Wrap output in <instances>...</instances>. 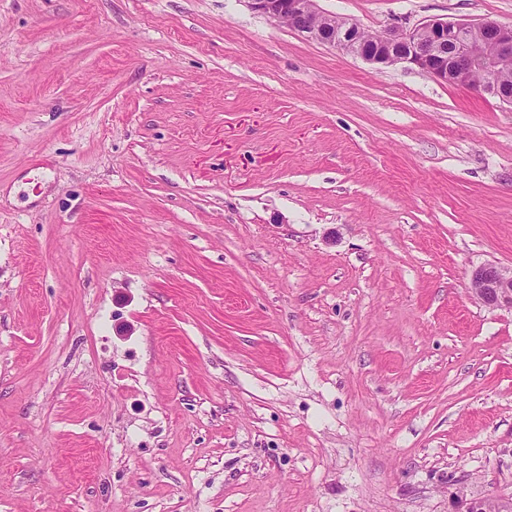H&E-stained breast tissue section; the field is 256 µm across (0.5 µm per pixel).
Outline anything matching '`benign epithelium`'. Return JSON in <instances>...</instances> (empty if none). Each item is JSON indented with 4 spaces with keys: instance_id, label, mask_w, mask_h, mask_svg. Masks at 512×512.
Instances as JSON below:
<instances>
[{
    "instance_id": "obj_1",
    "label": "benign epithelium",
    "mask_w": 512,
    "mask_h": 512,
    "mask_svg": "<svg viewBox=\"0 0 512 512\" xmlns=\"http://www.w3.org/2000/svg\"><path fill=\"white\" fill-rule=\"evenodd\" d=\"M251 8L308 39L338 48L375 67L409 63L430 77L512 104V85L500 74L512 69V25L426 19L410 28L366 34L356 21L321 11L317 0H249ZM471 293L489 308L512 309V269L475 268Z\"/></svg>"
}]
</instances>
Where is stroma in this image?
<instances>
[{
	"label": "stroma",
	"mask_w": 512,
	"mask_h": 512,
	"mask_svg": "<svg viewBox=\"0 0 512 512\" xmlns=\"http://www.w3.org/2000/svg\"><path fill=\"white\" fill-rule=\"evenodd\" d=\"M483 264L512 267V105L247 0H0V512L512 499Z\"/></svg>",
	"instance_id": "obj_1"
}]
</instances>
